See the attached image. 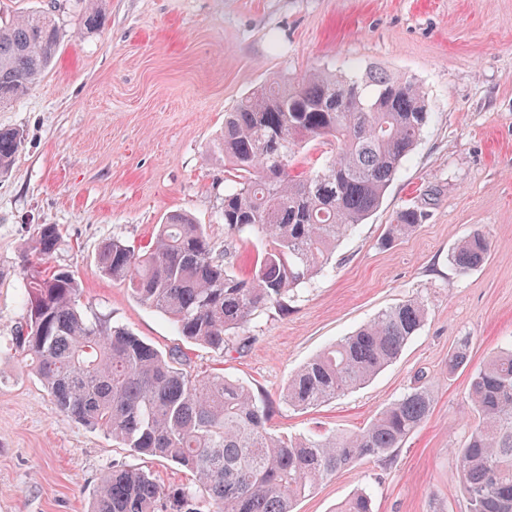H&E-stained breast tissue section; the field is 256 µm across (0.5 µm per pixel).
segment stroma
I'll return each mask as SVG.
<instances>
[{"label": "stroma", "instance_id": "35a3bbf8", "mask_svg": "<svg viewBox=\"0 0 512 512\" xmlns=\"http://www.w3.org/2000/svg\"><path fill=\"white\" fill-rule=\"evenodd\" d=\"M84 0H0V12H49L62 31L53 65L27 96L0 105V129L24 144L0 172V512H89L114 466L164 486L188 470L140 455L59 410L12 343L25 315L23 260L36 228L63 242L52 266L73 270L82 307L110 315L195 375L222 373L271 406L285 435L354 432L381 408L428 387V420L388 457L349 467L294 512H336L368 492L374 512H469L455 449L474 425L471 372L512 344V0H101L104 24L83 25ZM376 67L414 79L431 112L380 207L343 239L329 268L287 308L265 307L224 351L188 342L164 314L100 273L119 238L137 250L174 211L204 224L224 253V114L254 88L312 69ZM422 220L391 244L396 211ZM481 229L485 261L460 274L458 239ZM416 298L427 318L368 383L320 405L288 406L289 377L328 344ZM468 339V369L448 356Z\"/></svg>", "mask_w": 512, "mask_h": 512}]
</instances>
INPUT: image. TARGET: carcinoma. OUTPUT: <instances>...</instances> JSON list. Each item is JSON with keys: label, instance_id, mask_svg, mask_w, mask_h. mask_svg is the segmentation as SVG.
I'll list each match as a JSON object with an SVG mask.
<instances>
[{"label": "carcinoma", "instance_id": "carcinoma-1", "mask_svg": "<svg viewBox=\"0 0 512 512\" xmlns=\"http://www.w3.org/2000/svg\"><path fill=\"white\" fill-rule=\"evenodd\" d=\"M59 41V27L44 11L0 15L1 102L28 94ZM427 120L422 87L376 68L262 84L226 113L217 143L237 172L224 188V257L214 255L203 225L173 212L143 254L119 238L105 244L99 269L168 316L187 340L222 352L229 334L259 308L285 306L326 267L337 242L381 205ZM316 140L332 146L328 162L292 174L295 154ZM21 147L20 133L0 131V170ZM421 217L416 209L399 211L386 241L412 233ZM251 238L262 250L249 274L239 276L231 263ZM61 243L57 225H39L15 353L63 413L135 453L169 459L197 480L169 489L142 469L115 466L91 512H293L299 498L339 471L392 453L430 415L432 391L414 388L353 433L274 436L268 404L244 384L222 374L194 376L181 351L164 354L112 318L82 309L72 271L41 269ZM490 248L474 230L450 261L467 273ZM425 316L416 298L380 313L300 368L283 398L307 409L365 384L399 356ZM469 361L465 339L449 355L448 371ZM470 401L478 421L456 449L470 512H512V345L473 373ZM336 512H372L371 496L357 492Z\"/></svg>", "mask_w": 512, "mask_h": 512}]
</instances>
